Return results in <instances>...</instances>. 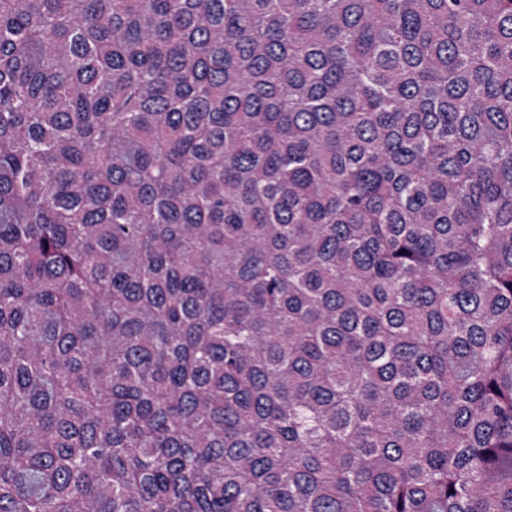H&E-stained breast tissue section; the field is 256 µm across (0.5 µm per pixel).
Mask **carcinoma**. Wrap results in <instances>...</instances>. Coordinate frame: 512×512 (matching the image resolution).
<instances>
[{
    "mask_svg": "<svg viewBox=\"0 0 512 512\" xmlns=\"http://www.w3.org/2000/svg\"><path fill=\"white\" fill-rule=\"evenodd\" d=\"M0 512H512V0H0Z\"/></svg>",
    "mask_w": 512,
    "mask_h": 512,
    "instance_id": "carcinoma-1",
    "label": "carcinoma"
}]
</instances>
